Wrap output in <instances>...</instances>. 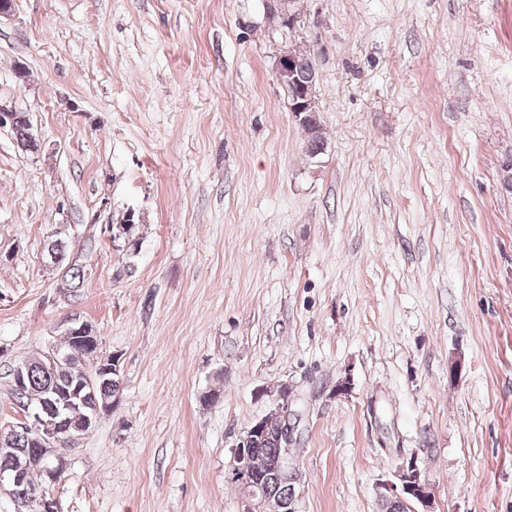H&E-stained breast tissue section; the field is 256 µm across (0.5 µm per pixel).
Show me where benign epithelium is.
Listing matches in <instances>:
<instances>
[{
  "mask_svg": "<svg viewBox=\"0 0 512 512\" xmlns=\"http://www.w3.org/2000/svg\"><path fill=\"white\" fill-rule=\"evenodd\" d=\"M264 14L269 29L284 32L294 27L296 14L293 12V0H262ZM312 57L307 51L295 52L283 45L275 58V74L278 83L288 95L289 111L292 117L303 124L311 118L318 117L319 104L317 98L318 71L317 65H312L308 80L300 82L298 79V66L301 59ZM20 119L19 111L8 102L0 101V128L15 129ZM66 334L71 337L74 351L85 346L100 347V337L94 327L86 322L69 319L65 322ZM61 361L77 362L76 354L64 353L51 346L41 353L40 362L45 367H53ZM118 372L116 361L109 357L101 361V365L93 373L79 371L77 386L63 396H55L56 411L46 413L38 407L26 410L24 419L8 426L9 433L34 434V448H8L1 440L4 430H0V456L18 457L24 454L29 462L40 466L46 471L50 482L58 480L66 467V461L61 453L66 443L81 437L88 427H94L103 415L107 413L116 400L103 401L102 406L94 407L89 416L82 418L70 417L66 410L71 404L79 400L81 391L85 388L94 389L97 381ZM273 413L279 415L281 426L277 435L279 453L273 458L270 470L281 478L288 477L292 463L290 458L291 445L297 438V414L291 409L290 394L278 392ZM266 419L255 420L243 431L234 450V459L237 462L235 480L243 504L242 512H299L298 504L302 497L300 488L291 489L286 497H277L268 494L260 480L255 479L249 470V450L255 440L266 433ZM398 483H382L378 494L384 502H399L405 506L415 502L422 507L420 512H432V496L429 485L422 476L416 461L409 460L397 472ZM24 483V470L20 466L11 465L0 469V490L12 501H17L14 489Z\"/></svg>",
  "mask_w": 512,
  "mask_h": 512,
  "instance_id": "benign-epithelium-1",
  "label": "benign epithelium"
}]
</instances>
